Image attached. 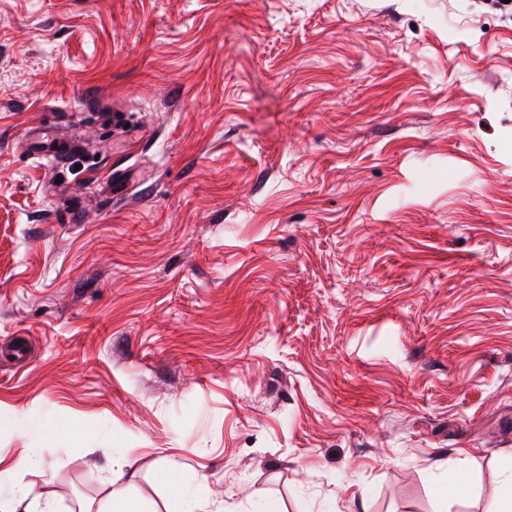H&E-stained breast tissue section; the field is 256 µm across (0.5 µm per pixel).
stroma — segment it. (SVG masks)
<instances>
[{
    "mask_svg": "<svg viewBox=\"0 0 512 512\" xmlns=\"http://www.w3.org/2000/svg\"><path fill=\"white\" fill-rule=\"evenodd\" d=\"M0 454L56 512H487L512 470V12L0 0ZM465 482L462 494L440 497ZM121 477L122 476H118L113 480L112 476L110 477V491L108 497L99 505L96 512H124V510L120 509L121 506L126 502L128 490L125 484L119 482ZM172 501L171 510L169 512H195L203 502V495L199 492L198 487L182 485L178 481L172 482Z\"/></svg>",
    "mask_w": 512,
    "mask_h": 512,
    "instance_id": "1",
    "label": "stroma"
}]
</instances>
